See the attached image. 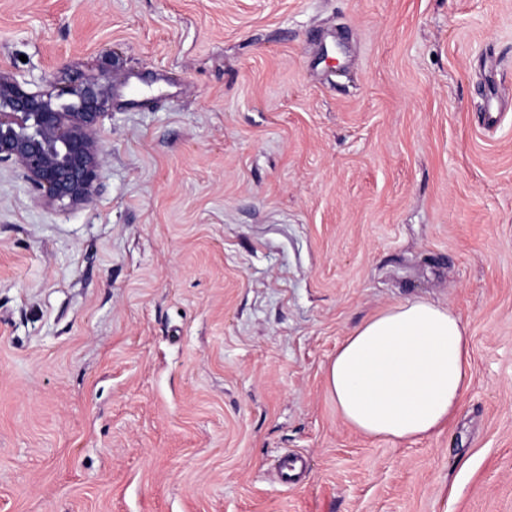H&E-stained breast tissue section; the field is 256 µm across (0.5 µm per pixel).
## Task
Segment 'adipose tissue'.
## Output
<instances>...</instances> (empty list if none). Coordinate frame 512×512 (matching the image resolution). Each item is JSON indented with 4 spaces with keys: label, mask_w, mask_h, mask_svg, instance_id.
<instances>
[{
    "label": "adipose tissue",
    "mask_w": 512,
    "mask_h": 512,
    "mask_svg": "<svg viewBox=\"0 0 512 512\" xmlns=\"http://www.w3.org/2000/svg\"><path fill=\"white\" fill-rule=\"evenodd\" d=\"M465 326L445 306L395 304L356 327L326 371L345 421L369 438L414 441L453 420L469 380Z\"/></svg>",
    "instance_id": "1"
}]
</instances>
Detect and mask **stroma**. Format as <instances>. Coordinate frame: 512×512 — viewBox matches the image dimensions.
<instances>
[{"instance_id":"stroma-1","label":"stroma","mask_w":512,"mask_h":512,"mask_svg":"<svg viewBox=\"0 0 512 512\" xmlns=\"http://www.w3.org/2000/svg\"><path fill=\"white\" fill-rule=\"evenodd\" d=\"M105 69L92 203L0 163V512H512V0H0L25 90ZM416 299L469 385L365 437L326 368ZM305 468V462L299 457H294L282 460L276 469L281 483L288 486L298 484L301 481Z\"/></svg>"}]
</instances>
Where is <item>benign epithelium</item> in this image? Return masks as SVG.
Returning <instances> with one entry per match:
<instances>
[{"label": "benign epithelium", "instance_id": "7a95c632", "mask_svg": "<svg viewBox=\"0 0 512 512\" xmlns=\"http://www.w3.org/2000/svg\"><path fill=\"white\" fill-rule=\"evenodd\" d=\"M110 97L106 76L51 95L0 72V162L18 165L49 204L91 203L103 163L97 132Z\"/></svg>", "mask_w": 512, "mask_h": 512}]
</instances>
